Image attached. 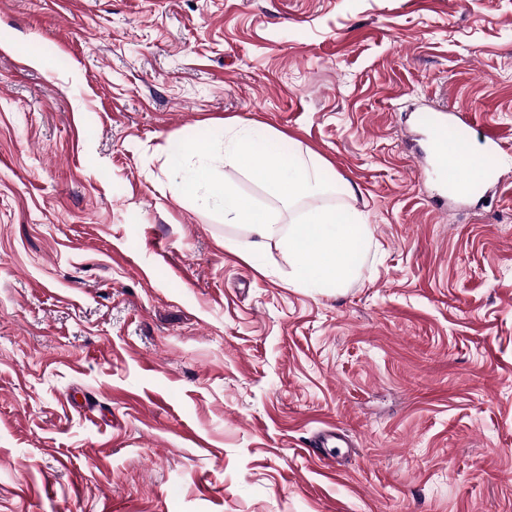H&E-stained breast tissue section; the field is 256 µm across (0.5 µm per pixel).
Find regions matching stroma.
I'll use <instances>...</instances> for the list:
<instances>
[{
  "mask_svg": "<svg viewBox=\"0 0 512 512\" xmlns=\"http://www.w3.org/2000/svg\"><path fill=\"white\" fill-rule=\"evenodd\" d=\"M233 124L347 185L305 202L370 227L340 292L181 195ZM113 506L512 512V0H0V512ZM476 115V112H448L439 110L436 111V113H432V118L429 122V129L432 134L434 158L442 170L448 169L449 178L455 176V170L467 168L469 166V160L468 158H457L462 155L456 150V148H451L449 142L448 155L445 156V154L440 151L437 140L444 135L454 134L462 127H473ZM448 160H454L451 163V167L455 170L451 167L448 168Z\"/></svg>",
  "mask_w": 512,
  "mask_h": 512,
  "instance_id": "stroma-1",
  "label": "stroma"
}]
</instances>
